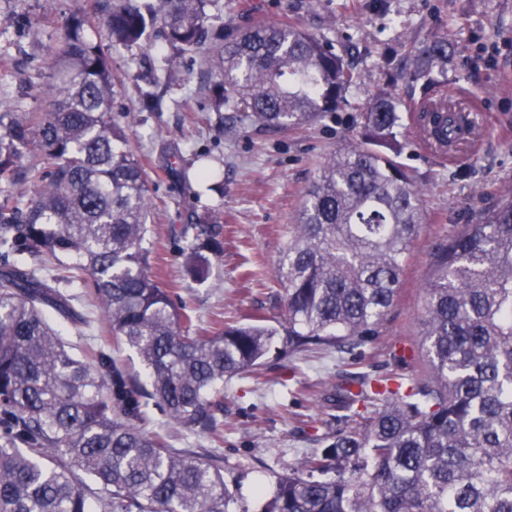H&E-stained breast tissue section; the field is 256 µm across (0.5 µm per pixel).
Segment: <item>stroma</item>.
<instances>
[{"label": "stroma", "mask_w": 512, "mask_h": 512, "mask_svg": "<svg viewBox=\"0 0 512 512\" xmlns=\"http://www.w3.org/2000/svg\"><path fill=\"white\" fill-rule=\"evenodd\" d=\"M86 0H0V103L23 113L39 104L50 83L47 49L61 33L62 16ZM225 17L286 18L331 44L349 61L353 83L339 112L318 124L285 134L229 138L207 109L206 76L198 59L181 62L180 82L159 84L158 110L129 113L130 144L153 183L154 208L148 236L155 244L150 270L182 300L197 324L237 321L259 313L282 314L283 289L275 267L288 243L300 192L330 152L358 136L360 114L379 93L398 104L405 149L401 162L423 192L424 223L407 257L399 296L383 332L366 344L357 369L371 374L424 373L419 317L423 283L434 270L433 253L449 236L472 223L479 210L512 191V0H216ZM448 40V64L437 71L451 98L465 96L480 108L476 128L461 144L439 155L428 149L411 121L421 86L389 80L386 55L406 62L413 45ZM168 52L163 42L143 49H113L115 72L129 78L157 64ZM210 171L199 179L201 171ZM224 244L207 276L185 267L182 228L211 224ZM65 292L91 317L88 328L66 326L65 339L78 358L111 354L128 372L143 366L137 354L113 342L99 326L100 310L89 305L84 286ZM263 376L243 374L224 384L221 442L179 427L156 405L146 409L147 431L166 437L169 447L200 454L216 452L234 494L229 512H260L258 486H271L288 465L322 448L323 437L345 428L343 415L326 419L315 393L342 370L336 353L281 357L270 353Z\"/></svg>", "instance_id": "35a3bbf8"}]
</instances>
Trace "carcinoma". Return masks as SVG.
I'll use <instances>...</instances> for the list:
<instances>
[{
	"label": "carcinoma",
	"instance_id": "carcinoma-1",
	"mask_svg": "<svg viewBox=\"0 0 512 512\" xmlns=\"http://www.w3.org/2000/svg\"><path fill=\"white\" fill-rule=\"evenodd\" d=\"M214 0H92L63 21L49 69L56 97L0 112V512H229L233 495L211 454L177 452L145 431L144 400L216 437L224 380L260 374L275 342L294 356L350 353L376 336L422 229L421 193L397 157L398 105L381 93L359 137L330 153L301 195L279 260L285 314L215 331L194 327L149 272L151 188L112 116L125 79L85 31L114 48L156 38L170 49L143 76L137 103L177 62L210 69V111L224 133H284L337 111L353 75L343 57L289 23L224 24ZM448 39L386 58L391 80L422 82L418 127L451 148L469 116L431 74ZM224 247L200 225L184 250L195 278ZM53 265L64 274L46 276ZM82 283L100 323L138 356L147 384L111 356L75 357L45 311L78 326L61 284ZM420 341L427 371L353 376L320 391L351 425L277 477L261 512H512V192L441 245L424 285Z\"/></svg>",
	"mask_w": 512,
	"mask_h": 512
}]
</instances>
